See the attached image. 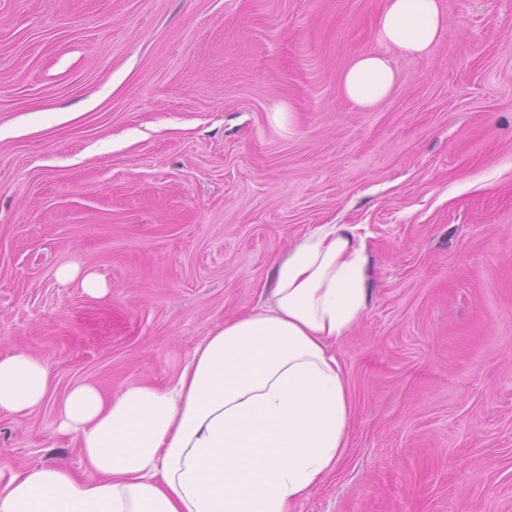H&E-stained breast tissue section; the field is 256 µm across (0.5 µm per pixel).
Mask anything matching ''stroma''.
Wrapping results in <instances>:
<instances>
[{
	"instance_id": "obj_1",
	"label": "stroma",
	"mask_w": 512,
	"mask_h": 512,
	"mask_svg": "<svg viewBox=\"0 0 512 512\" xmlns=\"http://www.w3.org/2000/svg\"><path fill=\"white\" fill-rule=\"evenodd\" d=\"M439 5L363 110L383 0H0V356L50 371L0 466L85 475L74 386L167 384L314 225L359 224L349 444L297 512H512V0ZM396 72L386 54L369 52L357 56L342 76V88L356 106L371 108L393 90ZM82 271L77 265H68L61 267L57 272V277L64 283L71 282L81 277ZM82 288L93 296L102 295L105 291V284L95 273H85L81 277Z\"/></svg>"
}]
</instances>
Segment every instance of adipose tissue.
<instances>
[{"label":"adipose tissue","mask_w":512,"mask_h":512,"mask_svg":"<svg viewBox=\"0 0 512 512\" xmlns=\"http://www.w3.org/2000/svg\"><path fill=\"white\" fill-rule=\"evenodd\" d=\"M380 43L428 54L444 33L438 0H385ZM396 82L386 53L342 76L370 108ZM265 307L225 321L193 347L165 387L126 384L114 397L74 387L59 410L91 478L36 465L0 468V512H295L341 463L352 400L331 348L369 308L368 247L356 224L314 226L278 262ZM50 372L25 351L0 357V412L47 398Z\"/></svg>","instance_id":"ef3b65f1"}]
</instances>
